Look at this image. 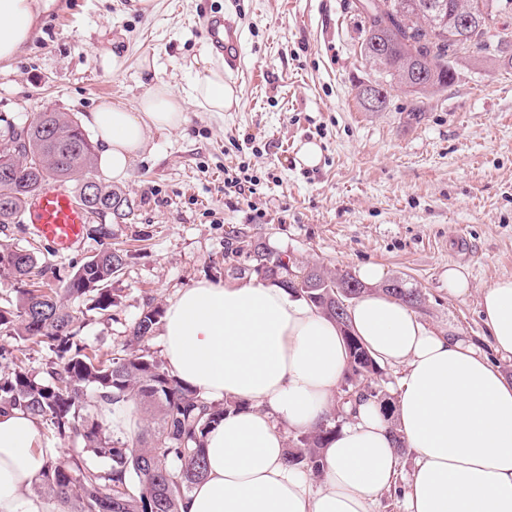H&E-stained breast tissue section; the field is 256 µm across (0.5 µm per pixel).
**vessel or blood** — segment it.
<instances>
[{
    "mask_svg": "<svg viewBox=\"0 0 512 512\" xmlns=\"http://www.w3.org/2000/svg\"><path fill=\"white\" fill-rule=\"evenodd\" d=\"M205 31L215 51L223 58L225 71H240L241 29L238 23L221 15L207 16ZM24 215L32 235L47 242L58 254L79 248L89 216L76 195L66 186L50 182L32 197Z\"/></svg>",
    "mask_w": 512,
    "mask_h": 512,
    "instance_id": "vessel-or-blood-1",
    "label": "vessel or blood"
}]
</instances>
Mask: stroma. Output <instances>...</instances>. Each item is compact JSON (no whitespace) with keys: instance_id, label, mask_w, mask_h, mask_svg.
I'll use <instances>...</instances> for the list:
<instances>
[{"instance_id":"1","label":"stroma","mask_w":512,"mask_h":512,"mask_svg":"<svg viewBox=\"0 0 512 512\" xmlns=\"http://www.w3.org/2000/svg\"><path fill=\"white\" fill-rule=\"evenodd\" d=\"M126 2L54 0L33 40L0 62V115L20 127L49 109L82 120L104 98L134 103L157 79L183 90L209 44L207 15L238 20L243 74L228 78L237 106L192 107L181 129L150 131L145 153L114 181L134 210L102 221L127 257L111 317L74 304L89 345L112 355L146 304L203 279L236 281L224 246L241 231L300 263L352 273L372 263L405 280L428 328L474 343L512 378V355L494 352L478 306L484 288L512 278L511 46L460 51L455 82L415 122L416 98L396 84L383 111L357 98L380 79L361 52L359 0H154L148 15ZM308 142L321 149L314 167L298 159ZM243 166L259 179L255 192L226 191L225 175ZM0 244L35 253V280L56 285L101 249L89 236L52 255L24 221L0 224ZM452 264L469 278L461 297L443 277Z\"/></svg>"}]
</instances>
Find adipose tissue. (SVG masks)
I'll return each mask as SVG.
<instances>
[{
  "mask_svg": "<svg viewBox=\"0 0 512 512\" xmlns=\"http://www.w3.org/2000/svg\"><path fill=\"white\" fill-rule=\"evenodd\" d=\"M50 0H0V62L34 36ZM187 90L147 87L134 104L104 99L90 112L103 171L126 176L150 130L173 131L189 107L226 112L233 85L208 54ZM480 315L495 351L512 355V278L485 288ZM349 324L375 358L401 368L396 419L374 398L346 408L312 484L284 460L289 432L326 423L348 357L335 323L287 289L257 280H204L169 300L161 323L168 370L212 401L233 398L205 439L207 475L180 512H374L397 481V442L414 449L405 512H512V379L473 344L428 329L406 305L371 292ZM61 448L43 445L41 421L0 409V512H61L30 488Z\"/></svg>",
  "mask_w": 512,
  "mask_h": 512,
  "instance_id": "obj_1",
  "label": "adipose tissue"
}]
</instances>
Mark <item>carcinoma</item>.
<instances>
[{
  "label": "carcinoma",
  "instance_id": "carcinoma-1",
  "mask_svg": "<svg viewBox=\"0 0 512 512\" xmlns=\"http://www.w3.org/2000/svg\"><path fill=\"white\" fill-rule=\"evenodd\" d=\"M362 52L370 67L416 95L412 119L425 111L427 95L448 87L457 76L452 56L461 49L487 50L497 18L512 10V0H377L364 4ZM29 150L17 155L16 171L0 178V224H15L24 206L49 180L74 183L80 192L96 176L94 146L77 120L62 112H41L29 123ZM100 204L125 219L132 204L118 190L101 185ZM241 256L249 272L262 282L277 285L317 307L342 331L348 351V376L340 397L379 398L376 376L379 362L354 336L348 310L338 302L353 303L370 291L349 273L298 267L261 238L235 231L224 252L233 261ZM38 264L35 254L0 248V275L20 287L0 303V338L46 344L53 353L47 377L36 374L26 360L11 357L12 368L0 374V405L19 407L39 418L59 438H79L84 447L108 463L91 466L80 459L50 463L38 490L60 500L67 512H179L180 500L207 474L204 452L208 430L224 418L231 401L212 402L170 374L146 344L159 329L164 308L149 304L130 327L122 350L104 358L78 336V311L72 300L90 298L93 308L106 315L115 306L112 277L125 265V255L105 246L80 265L61 288H29ZM381 291L414 309L421 295L401 279ZM133 401L151 417V425L131 442L112 430V405ZM336 428L323 424L303 434L288 448L290 467L321 473L322 451Z\"/></svg>",
  "mask_w": 512,
  "mask_h": 512
}]
</instances>
